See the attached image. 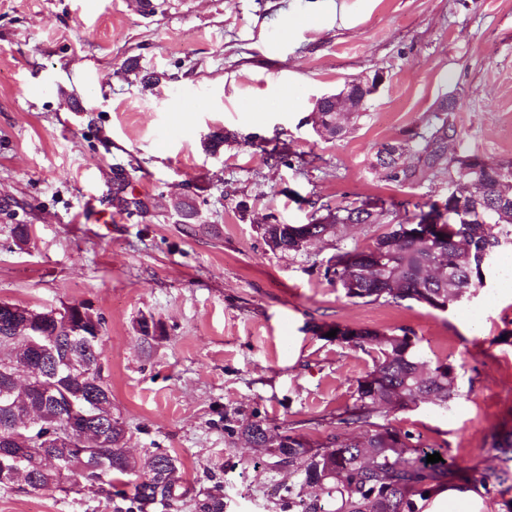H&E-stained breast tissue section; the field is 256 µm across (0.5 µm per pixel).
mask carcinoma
Returning <instances> with one entry per match:
<instances>
[{
  "instance_id": "carcinoma-1",
  "label": "carcinoma",
  "mask_w": 512,
  "mask_h": 512,
  "mask_svg": "<svg viewBox=\"0 0 512 512\" xmlns=\"http://www.w3.org/2000/svg\"><path fill=\"white\" fill-rule=\"evenodd\" d=\"M345 112L336 111V102H328L318 119L331 137L344 130ZM457 128L448 113H435L425 131L416 133L406 145H385L377 150L375 161L385 178L399 186L417 184L426 173L447 170L456 180L476 188L473 208L475 219L464 224L456 212L457 200L448 194L446 224L441 235L424 239L404 232L414 227L405 218L377 235L364 248L355 247L330 257L325 276L340 286L347 297L364 303H399L412 300L433 309L445 310L457 303L470 289L483 285L490 258L505 244H512V160L488 164L477 156H448V141ZM413 149L417 164L408 165L404 151ZM386 210L371 201L325 208V214L309 224H265L263 238L273 250L299 252L345 224H380ZM377 256L382 265L372 271L369 258ZM53 308H41V320L47 335L92 340L100 338L101 322L76 312L72 326L57 328L50 315ZM25 318L0 313V369L23 346ZM342 342L368 347L377 357L373 368L357 380L354 401L338 418V423L353 430L348 438L336 435L324 443H311L288 431L273 434L257 421L224 414V433L228 440L240 437L260 439L268 448L277 449L274 466L288 472L282 488L288 498V512H421L419 502L428 500L452 475L453 465L426 462L429 454L416 436L376 419L390 408L410 409L430 401L446 407L458 395L454 367L432 360L416 348L409 329L400 333L363 332L357 339ZM45 384L55 387L58 400L27 395L18 390L13 396H0V437L14 433L13 420L20 411L32 412L42 420V428L22 437L28 448L26 458L16 463L0 453V472L19 469L37 478L34 491H69L73 487L93 490L132 485L126 512H151L158 506L191 498L195 512H224V492L220 483L198 492L155 466V462L176 460L168 452L156 449L140 460L126 453V426L119 421L105 431L96 448H86L65 462H57L53 449L44 447L64 433L68 399H78L91 383L93 372L84 379L72 377L66 364L58 371L43 374ZM490 447L497 452L498 464L488 466L474 478L473 489L487 496L512 490V429L490 434ZM143 483H137V480ZM315 493H307V488Z\"/></svg>"
}]
</instances>
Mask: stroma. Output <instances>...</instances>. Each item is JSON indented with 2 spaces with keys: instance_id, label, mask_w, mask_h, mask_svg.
<instances>
[{
  "instance_id": "1",
  "label": "stroma",
  "mask_w": 512,
  "mask_h": 512,
  "mask_svg": "<svg viewBox=\"0 0 512 512\" xmlns=\"http://www.w3.org/2000/svg\"><path fill=\"white\" fill-rule=\"evenodd\" d=\"M151 73L162 79L145 85ZM377 74L341 136L316 130L315 99ZM444 100L458 130L449 155L512 160V0H166L151 15L132 0H0V302L91 306L126 447L178 456L194 488L220 480L224 512H288L273 457L229 442L225 414L312 442L342 433L336 419L372 358L323 335L339 324L411 329L452 364L448 406L386 420L461 470L484 467L487 434L512 427V290L497 267L445 311L363 303L324 267L384 224H350L297 253L261 230L369 199L394 224L445 201L447 171L401 187L373 166ZM220 130L235 140L204 152ZM175 196L194 202V223ZM125 508L88 489L0 486V512Z\"/></svg>"
}]
</instances>
